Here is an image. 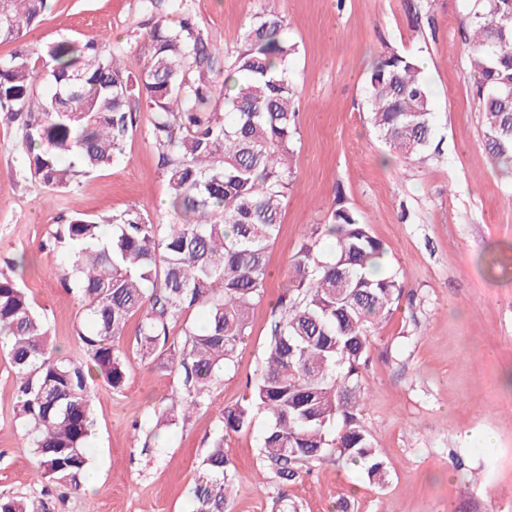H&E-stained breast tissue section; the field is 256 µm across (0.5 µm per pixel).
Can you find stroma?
I'll return each instance as SVG.
<instances>
[{
    "label": "stroma",
    "mask_w": 512,
    "mask_h": 512,
    "mask_svg": "<svg viewBox=\"0 0 512 512\" xmlns=\"http://www.w3.org/2000/svg\"><path fill=\"white\" fill-rule=\"evenodd\" d=\"M270 3L298 52L299 133L279 234L268 249L271 271L251 311L234 365L214 383L207 407L167 432L147 426L179 384L134 352L137 320L120 340L128 381L93 386L90 466L100 488L91 497L48 485L14 418L18 382L0 352V492L47 495L52 512H189L196 472L221 409L240 403L265 365L272 305L289 282L287 261L304 231L324 223L344 200L403 271L410 298L374 331L363 370L369 398L360 421L380 448L387 477L377 486L356 469L322 463L280 489L260 479L264 415L227 435L234 468L231 512H271L279 492L297 512H512V175L484 148L477 83L465 51L474 0H187L226 58L242 48L252 15ZM150 26L139 0H51L25 42L106 38L129 71L151 56ZM415 56L430 81L437 151L417 163L390 156L368 121L365 77L381 53ZM123 160L82 177L62 194L21 173L15 125L0 124V266L32 259L22 281L51 325L63 356L85 355L75 336L78 295L62 280L64 262L44 246L68 215L135 207L161 218L167 187L144 101ZM141 432H134V424Z\"/></svg>",
    "instance_id": "1"
}]
</instances>
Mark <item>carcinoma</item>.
<instances>
[{"instance_id": "obj_1", "label": "carcinoma", "mask_w": 512, "mask_h": 512, "mask_svg": "<svg viewBox=\"0 0 512 512\" xmlns=\"http://www.w3.org/2000/svg\"><path fill=\"white\" fill-rule=\"evenodd\" d=\"M154 19L152 51L127 72L107 40L63 38L23 44L0 59V119L17 125L21 166L52 192H63L124 156L133 127L130 102L153 115L152 138L168 188L167 222L130 207L108 217L76 213L50 233L64 260L63 279L84 307L75 329L87 360L75 364L53 343L47 319L16 277L0 269V348L18 381L15 418L38 468L56 487L82 493L93 428L92 386L101 377L126 386L119 349L139 317L137 354L160 372L179 373L181 393L162 406L152 431L177 410L208 406L222 368L233 365L249 316L268 276L267 251L285 207L298 130L291 64L296 44L272 7L244 30L231 63L190 17L171 13L186 0H140ZM47 0H0V42L35 28ZM466 39L491 161L512 168V0H476ZM224 72V113L211 108L208 85ZM369 119L389 151L428 157L432 95L416 57L390 51L368 70ZM330 241V254L319 248ZM387 249L357 212L337 200L327 222L310 228L289 260L288 288L273 307L267 361L243 402L220 412V425L192 490V512H224L232 462L224 434L267 416L260 451L272 478L286 486L331 460L361 469L375 485L387 470L360 424L362 369L373 329L390 317L404 274L385 271ZM198 311L203 326L185 322ZM182 323L184 339L170 337ZM0 512H50L40 496L0 493Z\"/></svg>"}]
</instances>
